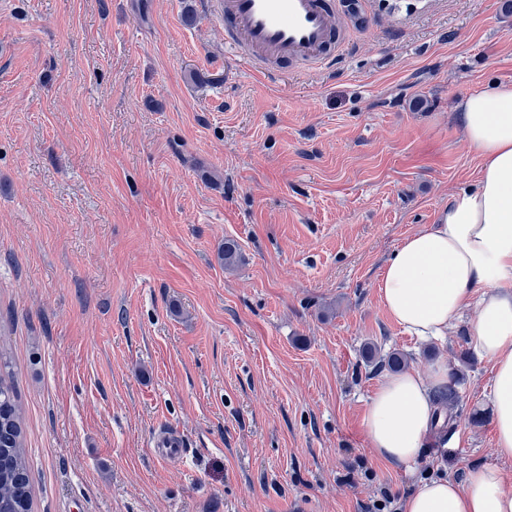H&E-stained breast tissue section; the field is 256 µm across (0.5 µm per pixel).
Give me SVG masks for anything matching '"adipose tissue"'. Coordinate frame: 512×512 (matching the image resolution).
<instances>
[{"mask_svg":"<svg viewBox=\"0 0 512 512\" xmlns=\"http://www.w3.org/2000/svg\"><path fill=\"white\" fill-rule=\"evenodd\" d=\"M469 149L481 160L473 188L452 195L435 224L407 236L379 279L380 303L405 332L447 335L474 310L469 340L493 372L489 400L495 462L470 467L463 481L422 480L403 512H512V483L501 469L512 460V84L475 92L457 105ZM448 383L435 362L428 374L386 375L362 419L381 459L412 467L435 420L434 391Z\"/></svg>","mask_w":512,"mask_h":512,"instance_id":"ef3b65f1","label":"adipose tissue"}]
</instances>
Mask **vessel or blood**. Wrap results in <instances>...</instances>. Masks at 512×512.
<instances>
[{
    "instance_id": "1",
    "label": "vessel or blood",
    "mask_w": 512,
    "mask_h": 512,
    "mask_svg": "<svg viewBox=\"0 0 512 512\" xmlns=\"http://www.w3.org/2000/svg\"><path fill=\"white\" fill-rule=\"evenodd\" d=\"M224 18V46L255 74L300 61L317 70L332 65L347 43L333 0H210ZM185 442L166 427L154 432L159 460L182 454Z\"/></svg>"
}]
</instances>
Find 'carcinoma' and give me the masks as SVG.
<instances>
[{
    "mask_svg": "<svg viewBox=\"0 0 512 512\" xmlns=\"http://www.w3.org/2000/svg\"><path fill=\"white\" fill-rule=\"evenodd\" d=\"M224 266L238 265L241 256L239 246L232 240L224 241L221 251ZM365 351L371 360L390 370L407 365L401 352L392 351L377 357V348L368 345ZM459 402L458 382L437 391L435 403L440 422L435 424L436 436L446 437L457 427L453 410ZM0 512H33L32 478L25 459L24 429L14 377L0 361Z\"/></svg>",
    "mask_w": 512,
    "mask_h": 512,
    "instance_id": "1",
    "label": "carcinoma"
}]
</instances>
